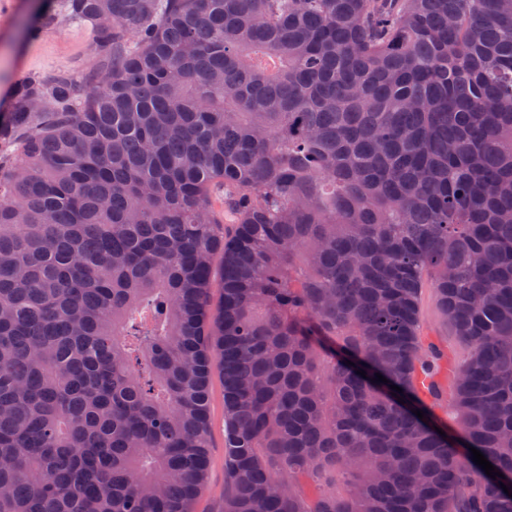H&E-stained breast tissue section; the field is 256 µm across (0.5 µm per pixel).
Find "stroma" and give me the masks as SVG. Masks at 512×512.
Wrapping results in <instances>:
<instances>
[{
    "label": "stroma",
    "mask_w": 512,
    "mask_h": 512,
    "mask_svg": "<svg viewBox=\"0 0 512 512\" xmlns=\"http://www.w3.org/2000/svg\"><path fill=\"white\" fill-rule=\"evenodd\" d=\"M63 4L64 0H0V112L25 74L64 72L78 77L97 68L99 56L90 25L69 21ZM50 12L56 15L54 24L38 38H29V27ZM420 320L423 335L447 345L453 359L463 358L465 348L441 315L429 287L420 295ZM210 413V470L195 512H220L224 500V384L217 372L212 375Z\"/></svg>",
    "instance_id": "obj_1"
}]
</instances>
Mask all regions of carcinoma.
Instances as JSON below:
<instances>
[{
	"label": "carcinoma",
	"instance_id": "obj_1",
	"mask_svg": "<svg viewBox=\"0 0 512 512\" xmlns=\"http://www.w3.org/2000/svg\"><path fill=\"white\" fill-rule=\"evenodd\" d=\"M65 7L104 65L0 113V512H193L216 362L221 512H512V0ZM420 320L423 336H432L434 339L448 345V354L452 359L460 360L465 355V347L453 335L447 322L439 312L435 293L430 285L422 288L420 295Z\"/></svg>",
	"mask_w": 512,
	"mask_h": 512
}]
</instances>
